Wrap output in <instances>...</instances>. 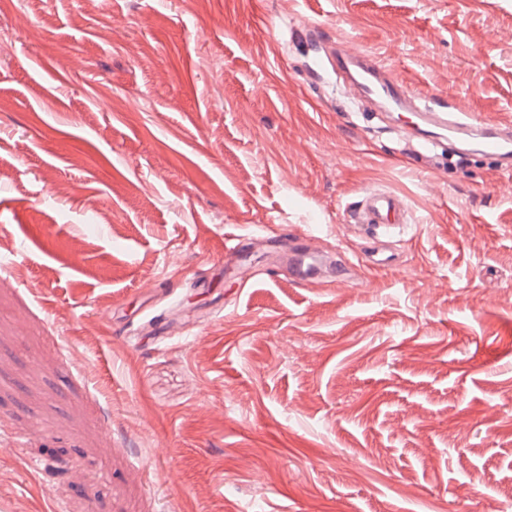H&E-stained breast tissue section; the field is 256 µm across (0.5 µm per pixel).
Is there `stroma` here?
I'll list each match as a JSON object with an SVG mask.
<instances>
[{
    "mask_svg": "<svg viewBox=\"0 0 512 512\" xmlns=\"http://www.w3.org/2000/svg\"><path fill=\"white\" fill-rule=\"evenodd\" d=\"M304 23L512 124V0H0V512H512V169L414 157ZM313 214L351 284L225 275ZM412 212L404 199L385 186H374L361 192L348 213L350 224H370L377 228H398L410 224ZM250 238L244 236H234L225 240L224 243V272L230 275H236V272L243 260L245 247ZM362 256L366 264L379 268H390L396 261V254L385 241L364 247Z\"/></svg>",
    "mask_w": 512,
    "mask_h": 512,
    "instance_id": "obj_1",
    "label": "stroma"
}]
</instances>
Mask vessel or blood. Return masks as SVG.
<instances>
[{"instance_id": "1", "label": "vessel or blood", "mask_w": 512, "mask_h": 512, "mask_svg": "<svg viewBox=\"0 0 512 512\" xmlns=\"http://www.w3.org/2000/svg\"><path fill=\"white\" fill-rule=\"evenodd\" d=\"M302 38L316 41L320 49L313 61L316 71H327L347 80L360 99L377 107L381 117L399 122L407 139L425 145L462 144L467 152L506 164L512 162V131L471 114L452 111L447 103L420 99L388 66L361 47L336 43L317 34L312 27L307 28ZM411 220L408 204L398 193L384 186L363 190L348 213L349 223L386 229L404 226ZM246 245L247 239L243 236L226 239L225 273L236 274ZM362 256L366 264L379 268L392 267L396 261L395 253L383 241L365 247ZM280 260L295 283L311 285L329 278L328 254L317 246L314 235L285 247Z\"/></svg>"}]
</instances>
